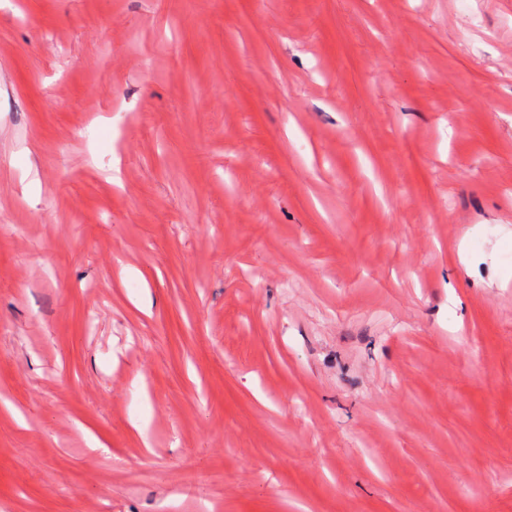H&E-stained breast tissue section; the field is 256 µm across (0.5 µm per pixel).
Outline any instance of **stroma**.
Returning a JSON list of instances; mask_svg holds the SVG:
<instances>
[{"mask_svg":"<svg viewBox=\"0 0 512 512\" xmlns=\"http://www.w3.org/2000/svg\"><path fill=\"white\" fill-rule=\"evenodd\" d=\"M0 512H512V0H0Z\"/></svg>","mask_w":512,"mask_h":512,"instance_id":"stroma-1","label":"stroma"}]
</instances>
